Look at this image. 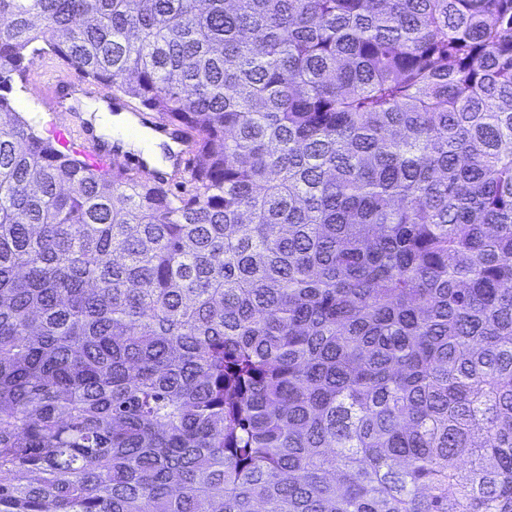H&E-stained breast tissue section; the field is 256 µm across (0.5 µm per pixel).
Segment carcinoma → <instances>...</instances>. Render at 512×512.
<instances>
[{"label":"carcinoma","instance_id":"obj_1","mask_svg":"<svg viewBox=\"0 0 512 512\" xmlns=\"http://www.w3.org/2000/svg\"><path fill=\"white\" fill-rule=\"evenodd\" d=\"M48 50L181 191L11 97ZM0 512H512V0H0ZM139 115L141 116L140 121L144 125L147 123L151 124L154 127L156 132L171 139V141L174 142L178 146V150L175 153H173V156H178L183 153L189 152L188 151L189 145L187 142L186 135L180 127L177 130L179 133L177 131L171 129V127L169 126L166 119H164L159 113H149V114L139 113ZM142 116H145L146 119H143ZM167 142L171 146L172 151H174L176 149L175 145L172 142H170L169 140H167Z\"/></svg>","mask_w":512,"mask_h":512}]
</instances>
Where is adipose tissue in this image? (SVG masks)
Listing matches in <instances>:
<instances>
[{"label":"adipose tissue","mask_w":512,"mask_h":512,"mask_svg":"<svg viewBox=\"0 0 512 512\" xmlns=\"http://www.w3.org/2000/svg\"><path fill=\"white\" fill-rule=\"evenodd\" d=\"M85 118L98 137L110 143H117L123 151L139 153L159 169H167L169 159L165 157L163 137L147 130H140L138 135H131L134 119L124 112H110L101 102L83 101Z\"/></svg>","instance_id":"ef3b65f1"}]
</instances>
